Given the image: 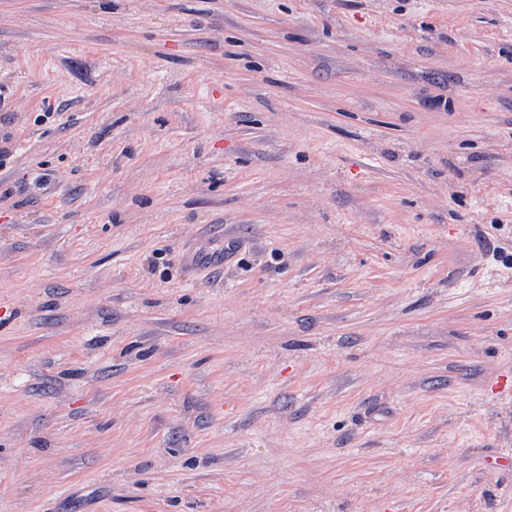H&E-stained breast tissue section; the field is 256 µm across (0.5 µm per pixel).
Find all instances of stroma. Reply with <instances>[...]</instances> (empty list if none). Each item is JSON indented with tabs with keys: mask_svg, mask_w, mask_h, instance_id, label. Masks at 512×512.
I'll return each instance as SVG.
<instances>
[{
	"mask_svg": "<svg viewBox=\"0 0 512 512\" xmlns=\"http://www.w3.org/2000/svg\"><path fill=\"white\" fill-rule=\"evenodd\" d=\"M0 149V512H512V0H0Z\"/></svg>",
	"mask_w": 512,
	"mask_h": 512,
	"instance_id": "35a3bbf8",
	"label": "stroma"
}]
</instances>
